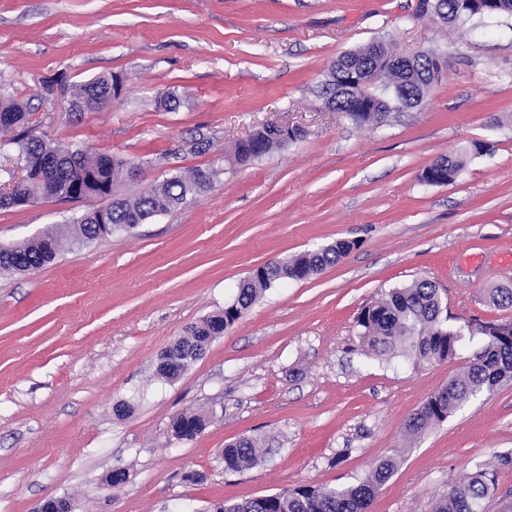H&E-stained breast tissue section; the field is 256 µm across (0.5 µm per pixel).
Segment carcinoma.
Segmentation results:
<instances>
[{
  "label": "carcinoma",
  "mask_w": 512,
  "mask_h": 512,
  "mask_svg": "<svg viewBox=\"0 0 512 512\" xmlns=\"http://www.w3.org/2000/svg\"><path fill=\"white\" fill-rule=\"evenodd\" d=\"M432 9L440 21L454 27H467L486 16L512 15V0H432ZM444 55L418 52L413 63L398 64L382 39L341 55L330 67V81L324 86L329 108L356 125H379L393 112L422 103L442 73L439 61ZM357 68L353 82L342 93L336 90L342 65ZM380 75L382 82L372 94L363 89L366 77ZM122 91L121 80L112 76L97 77L74 86L72 97L77 112H102L99 101L110 92ZM30 112L23 103L0 98V132L16 134L0 148L14 150L19 172L37 163L53 164V181L41 185L34 176H22L12 194L0 196V209H10L56 198L68 201L77 193L88 208L73 223L54 227L21 244L0 247V272L26 273L53 262L63 241L71 238L88 244L118 230L139 224L194 201L224 173L217 167L197 168L189 175H174L151 185L136 197L119 193L120 175L131 174L132 164L118 156L72 151L53 139L37 136L30 128ZM289 139L280 131L263 128L256 136L240 140L234 147V159L245 163L285 147ZM464 168V156H440L422 173L421 182L441 185L454 182ZM110 195L112 228L97 223L96 199ZM356 242L338 240L316 251L304 252L286 260L267 262L254 276L246 279L234 299L224 310L186 328L175 341L176 353L171 361L157 367L160 376L174 380L196 362V354L222 335L249 310L273 284L303 281L325 267L339 262ZM489 303L498 308L512 307V287L491 290ZM444 292L433 280L421 277L410 285L392 288L373 304L364 307L356 318L361 347L370 354L389 361L403 357L415 364L452 361L460 356L465 341L478 340L464 370L434 391L413 413L405 431L417 438L429 428L445 422L455 409L479 393H494L501 379L512 375V321L471 320L460 326L448 324L444 314ZM209 417L188 412L172 423L177 440L191 441L206 427ZM224 471L240 473L261 459L258 442L249 437L221 450ZM397 461L386 457L378 461L369 475L347 487L298 486L278 493L240 502H216L204 512H367L375 494L394 474ZM497 471L477 466L467 482L451 488L439 500L434 512H485V501L495 489Z\"/></svg>",
  "instance_id": "1"
}]
</instances>
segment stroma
Wrapping results in <instances>:
<instances>
[{"instance_id": "stroma-1", "label": "stroma", "mask_w": 512, "mask_h": 512, "mask_svg": "<svg viewBox=\"0 0 512 512\" xmlns=\"http://www.w3.org/2000/svg\"><path fill=\"white\" fill-rule=\"evenodd\" d=\"M388 37L398 55L444 51L451 66L416 108L376 127L325 109L344 52ZM115 75L105 112L66 94ZM171 93L178 102L158 103ZM37 133L143 170L128 195L224 164L264 124L303 137L225 166L197 200L42 269L0 273V512L71 497L75 512H201L300 485L348 486L397 468L369 512H433L476 465L498 466L485 512H512V384L410 440L405 424L466 360L412 365L364 355L356 318L424 276L449 317L512 320L485 301L512 283V18L454 28L421 0H0V95ZM492 145L474 155L473 142ZM466 154L455 182L426 185L437 157ZM84 203L0 210V245L68 224ZM350 240L338 263L268 289L179 379L156 372L187 326L222 311L264 263ZM209 416L190 441L174 418ZM264 454L228 473L241 437ZM128 479L107 489L103 476Z\"/></svg>"}]
</instances>
